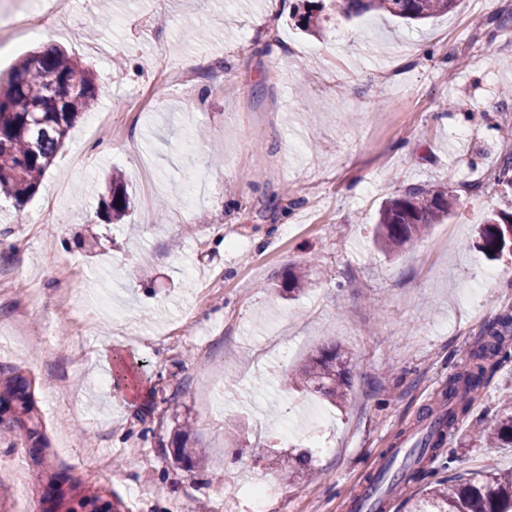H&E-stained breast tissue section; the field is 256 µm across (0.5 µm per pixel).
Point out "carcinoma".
Listing matches in <instances>:
<instances>
[{
	"label": "carcinoma",
	"mask_w": 512,
	"mask_h": 512,
	"mask_svg": "<svg viewBox=\"0 0 512 512\" xmlns=\"http://www.w3.org/2000/svg\"><path fill=\"white\" fill-rule=\"evenodd\" d=\"M323 0H299L292 19L304 32L312 33ZM458 0H343L339 9L347 15L383 12L409 21L423 22L449 13ZM99 88L93 72L63 50L54 48L27 55L0 84V197L14 201L18 210L35 196L40 183L82 114L98 102ZM495 184L503 197L512 196V155L504 158ZM129 198L121 173L110 175L107 192L102 195L100 213L110 223L120 222L129 209ZM448 192L438 187L414 186L384 205L378 222L377 240L387 246L418 237L427 228L448 216ZM512 224V212L497 211L480 233L481 248L493 255L504 253L505 225ZM512 331V316L500 318L489 328L484 341L470 353L464 372L455 375L445 393L448 409L422 414L428 420L425 432L395 465L398 451L367 477L364 500L370 512H383L386 497L409 483L426 482L424 488L406 500L407 512H512V470L475 474L466 479H435L438 471L425 464L441 457L449 469L453 453L442 450L447 437L460 420L469 414L475 394L486 388L487 369L512 358L506 336ZM281 386L288 392L305 388L332 403L348 396L347 357L336 347H327L311 357L299 372L282 376ZM474 440L496 448L512 447V395L498 399L495 421L474 433ZM66 512H120L100 495L82 496Z\"/></svg>",
	"instance_id": "obj_1"
}]
</instances>
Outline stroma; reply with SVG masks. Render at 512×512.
Wrapping results in <instances>:
<instances>
[{"mask_svg":"<svg viewBox=\"0 0 512 512\" xmlns=\"http://www.w3.org/2000/svg\"><path fill=\"white\" fill-rule=\"evenodd\" d=\"M50 3L21 0L0 73L63 47L93 70L106 122L77 121L24 212L0 200V390L30 381L45 438L33 449L20 412L0 414V512L24 498L41 512L59 470L113 490L122 512H213L218 496L248 512V479L302 455L308 471L265 512H349L512 315V255L478 246L511 204L494 175L512 148V22L493 18L512 0H460L418 25L329 5L313 35L290 0H70L62 16ZM115 169L131 205L107 224L96 211ZM420 184L445 187L451 215L380 248L382 203ZM333 344L350 358L343 403L281 391L283 372ZM487 389L450 442L456 474L512 470V448L470 441L512 394V362ZM180 433L205 463H175Z\"/></svg>","mask_w":512,"mask_h":512,"instance_id":"35a3bbf8","label":"stroma"}]
</instances>
